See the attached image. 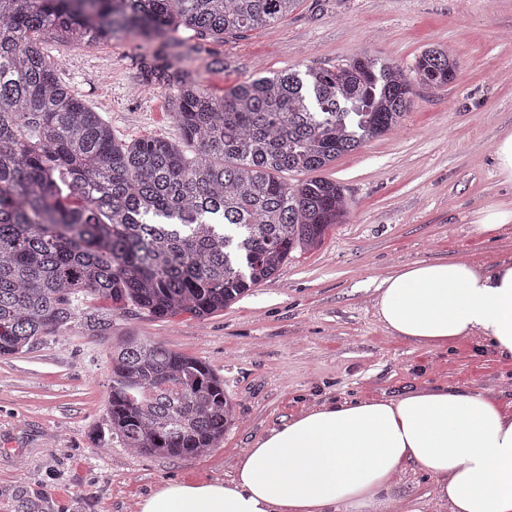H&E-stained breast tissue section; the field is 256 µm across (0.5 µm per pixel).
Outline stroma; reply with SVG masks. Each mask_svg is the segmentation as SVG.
<instances>
[{"mask_svg":"<svg viewBox=\"0 0 512 512\" xmlns=\"http://www.w3.org/2000/svg\"><path fill=\"white\" fill-rule=\"evenodd\" d=\"M205 89L220 96L259 71L347 63L360 50L407 67L430 44L452 47L455 81L419 90L401 125L321 170L351 199L344 223L296 252L274 280L203 319L133 312L112 333H136L207 362L223 377L234 423L198 459L142 456L112 435L107 342L74 330L0 357V512H138L155 486L226 478L235 457L282 417L329 399L398 394L445 381L512 400V363L477 340L430 352L389 337L376 283L417 260L512 262V223L474 232L475 211L512 200L494 154L512 125V0H300L284 19L224 38L173 35ZM60 77L120 142L181 143L166 94L138 78L140 39L75 46L43 34Z\"/></svg>","mask_w":512,"mask_h":512,"instance_id":"35a3bbf8","label":"stroma"}]
</instances>
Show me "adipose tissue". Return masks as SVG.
<instances>
[{
    "mask_svg": "<svg viewBox=\"0 0 512 512\" xmlns=\"http://www.w3.org/2000/svg\"><path fill=\"white\" fill-rule=\"evenodd\" d=\"M386 333L429 351L477 338L512 361V263L419 260L376 286ZM430 487H404L406 473ZM512 512V410L482 389L422 384L282 418L229 479L170 481L139 512Z\"/></svg>",
    "mask_w": 512,
    "mask_h": 512,
    "instance_id": "1",
    "label": "adipose tissue"
}]
</instances>
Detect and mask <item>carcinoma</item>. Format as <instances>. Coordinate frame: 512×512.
<instances>
[{"mask_svg":"<svg viewBox=\"0 0 512 512\" xmlns=\"http://www.w3.org/2000/svg\"><path fill=\"white\" fill-rule=\"evenodd\" d=\"M299 0H0V356L81 328L110 343L107 418L138 455L199 457L233 405L204 361L112 335L115 318L208 317L272 279L346 216L345 187L314 173L400 126L417 88L453 81L458 59L430 46L405 69L362 50L244 81L222 96L165 49L183 26L222 38L278 21ZM145 40L139 78L167 93L192 148L116 141L44 52Z\"/></svg>","mask_w":512,"mask_h":512,"instance_id":"cac0c4a2","label":"carcinoma"}]
</instances>
